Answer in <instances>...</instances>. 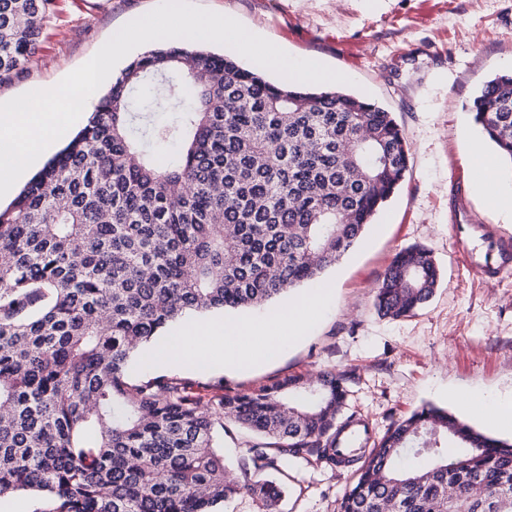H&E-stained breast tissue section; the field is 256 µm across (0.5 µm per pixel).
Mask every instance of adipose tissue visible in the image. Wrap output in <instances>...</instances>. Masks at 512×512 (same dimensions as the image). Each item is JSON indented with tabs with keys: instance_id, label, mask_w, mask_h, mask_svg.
Listing matches in <instances>:
<instances>
[{
	"instance_id": "obj_1",
	"label": "adipose tissue",
	"mask_w": 512,
	"mask_h": 512,
	"mask_svg": "<svg viewBox=\"0 0 512 512\" xmlns=\"http://www.w3.org/2000/svg\"><path fill=\"white\" fill-rule=\"evenodd\" d=\"M469 158L478 168L472 182L476 191L484 194L491 209L512 214V190L494 184V165L478 147H470ZM313 303L302 298L288 308L276 311L256 323L201 322L180 332L169 346L171 353L199 362L209 353L208 345L223 339L225 358L249 364L274 358L285 342L301 332L304 318Z\"/></svg>"
}]
</instances>
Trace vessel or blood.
I'll use <instances>...</instances> for the list:
<instances>
[{"label":"vessel or blood","mask_w":512,"mask_h":512,"mask_svg":"<svg viewBox=\"0 0 512 512\" xmlns=\"http://www.w3.org/2000/svg\"><path fill=\"white\" fill-rule=\"evenodd\" d=\"M450 195V229L456 250L470 272L488 284L511 273L512 239L471 211L463 179H456Z\"/></svg>","instance_id":"vessel-or-blood-1"}]
</instances>
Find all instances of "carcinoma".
Wrapping results in <instances>:
<instances>
[{"label":"carcinoma","mask_w":512,"mask_h":512,"mask_svg":"<svg viewBox=\"0 0 512 512\" xmlns=\"http://www.w3.org/2000/svg\"><path fill=\"white\" fill-rule=\"evenodd\" d=\"M52 0H0V84L39 47ZM178 111L158 124L133 96ZM468 109L512 169V73ZM177 141L161 165L153 142ZM409 150L393 113L337 87L271 81L230 55L168 39L129 63L88 122L0 208V497L45 512H217L288 458L336 467L348 374L289 375L203 402L186 381L128 378L135 343L179 320L266 305L318 280L398 188ZM438 269L399 252L376 308L405 316ZM261 435L227 475L224 422ZM421 464L405 462L413 443ZM339 512H512V441L425 405L358 458ZM45 508V500L33 493L22 492L0 498V512H39Z\"/></svg>","instance_id":"carcinoma-1"}]
</instances>
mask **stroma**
<instances>
[{
  "label": "stroma",
  "instance_id": "1",
  "mask_svg": "<svg viewBox=\"0 0 512 512\" xmlns=\"http://www.w3.org/2000/svg\"><path fill=\"white\" fill-rule=\"evenodd\" d=\"M304 59L353 81L352 93L393 112L410 148L399 190L357 246L322 277L333 288L302 336L279 358L226 365L216 343L207 365L153 353L137 378L177 376L202 397L252 390L290 374L347 372V410L382 435L424 405L467 419L466 395L512 393V274L478 281L458 259L448 230V186L483 138L466 108L491 77L512 71V0H192ZM158 0H54L40 50L24 73L0 85V103L56 86L124 24ZM430 250L440 279L413 314L392 319L375 306L376 286L399 251ZM353 469L290 464L269 472L282 496L277 512H337Z\"/></svg>",
  "mask_w": 512,
  "mask_h": 512
}]
</instances>
